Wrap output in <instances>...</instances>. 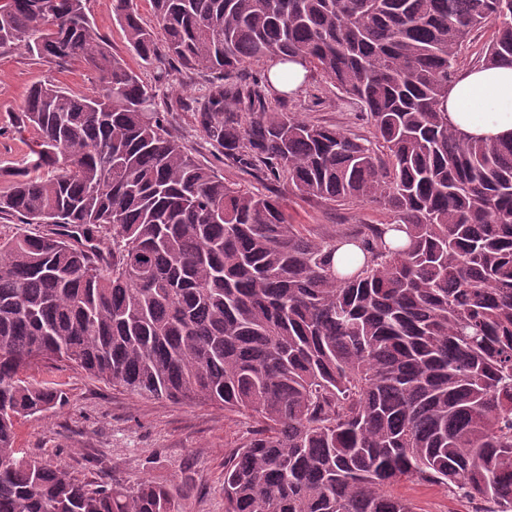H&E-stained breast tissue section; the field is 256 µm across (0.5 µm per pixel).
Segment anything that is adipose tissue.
<instances>
[{
  "label": "adipose tissue",
  "mask_w": 512,
  "mask_h": 512,
  "mask_svg": "<svg viewBox=\"0 0 512 512\" xmlns=\"http://www.w3.org/2000/svg\"><path fill=\"white\" fill-rule=\"evenodd\" d=\"M440 108L450 126L472 137L512 136V67L479 65L463 70Z\"/></svg>",
  "instance_id": "ef3b65f1"
}]
</instances>
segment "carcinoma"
Here are the masks:
<instances>
[{"mask_svg": "<svg viewBox=\"0 0 512 512\" xmlns=\"http://www.w3.org/2000/svg\"><path fill=\"white\" fill-rule=\"evenodd\" d=\"M87 0H3L0 54L95 75L34 85L31 159L0 214V512H180L164 486L95 484L15 448L61 402L25 371L64 363L116 388L209 404L254 426L224 460V512H413L403 479L512 512V138L439 108L472 32L512 65V0H112L130 51L219 76L179 109L244 172L320 202L375 204L408 242L356 224L315 237L280 199L199 164L93 27ZM297 58L366 113L371 137L272 111L250 62ZM364 260L336 273V248Z\"/></svg>", "mask_w": 512, "mask_h": 512, "instance_id": "1", "label": "carcinoma"}]
</instances>
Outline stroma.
<instances>
[{"mask_svg": "<svg viewBox=\"0 0 512 512\" xmlns=\"http://www.w3.org/2000/svg\"><path fill=\"white\" fill-rule=\"evenodd\" d=\"M87 9L113 52L152 87L159 111L169 110L177 101L199 98L208 89L212 80L208 71H164L143 64L129 50L125 32L112 15V0H87ZM50 76L77 94L95 88L92 72L78 61L60 71L20 50L0 57V190L27 160L36 139L33 129H15L11 115L23 110L30 87ZM268 103L347 133L366 136L371 131L358 107L313 69L299 91L285 98L270 94ZM171 124L198 162L244 189L282 197L289 221L306 225L315 235L389 219L386 210L373 204L318 203L289 192L285 179L239 170L198 130L190 113H174ZM35 377L53 382L65 401L17 423L16 446L22 452L47 466L99 482L133 484L151 479L181 503L183 512H224V460L242 441L249 419L207 404L141 397L60 364L36 372ZM397 493L414 512H474L475 508L470 498L437 485L405 482Z\"/></svg>", "mask_w": 512, "mask_h": 512, "instance_id": "obj_1", "label": "stroma"}]
</instances>
